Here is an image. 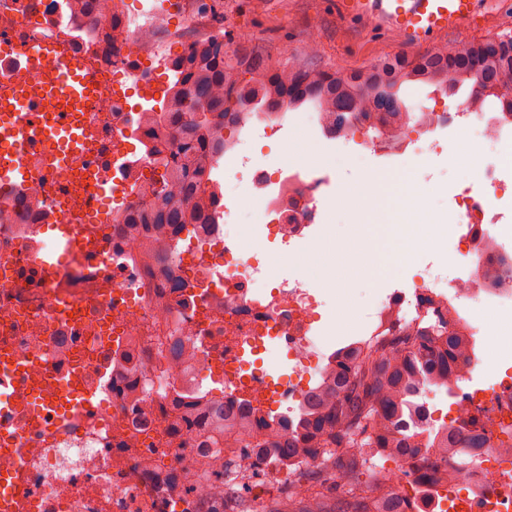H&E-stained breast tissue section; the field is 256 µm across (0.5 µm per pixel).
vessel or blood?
Returning <instances> with one entry per match:
<instances>
[{
  "label": "vessel or blood",
  "mask_w": 512,
  "mask_h": 512,
  "mask_svg": "<svg viewBox=\"0 0 512 512\" xmlns=\"http://www.w3.org/2000/svg\"><path fill=\"white\" fill-rule=\"evenodd\" d=\"M340 14L348 19H375L387 29L398 31L410 47H426L438 38L455 33L478 22L479 0H336ZM58 69L57 83L46 86L39 82L14 87L0 96V139L21 147L27 125L20 111L29 108L44 141L56 144L47 155V163H69L77 158L82 146L92 135L79 123H64L62 112L79 111L94 94L83 77L80 59L60 54L55 44L45 45L28 64L40 69L47 60Z\"/></svg>",
  "instance_id": "1"
}]
</instances>
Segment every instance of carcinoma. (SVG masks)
Masks as SVG:
<instances>
[{
  "mask_svg": "<svg viewBox=\"0 0 512 512\" xmlns=\"http://www.w3.org/2000/svg\"><path fill=\"white\" fill-rule=\"evenodd\" d=\"M66 11L86 25L75 24L81 36L106 15L116 16L120 0H65ZM172 86L162 105L144 109L140 120L144 154L161 170L148 184L149 207L118 214V224H213L222 195L199 191L203 178L224 155V129L236 115L256 107L280 112L306 102L334 116L338 129L352 115L380 134H388L404 113L393 103L396 88L406 81L442 86L472 82L480 101L493 97L512 115V98L496 92L512 86V37L450 44L414 59L383 57L370 66L349 72L329 71L294 58L272 63L260 43L231 49L217 34L171 62ZM174 131L170 145L153 137L150 128ZM470 342L451 317L438 316L433 325L400 328L390 336L338 349L327 372L303 396L296 417L224 414V437L236 438L238 448L254 442L288 466L291 475L281 497L271 503L253 502L251 512H390L399 498L391 480L367 485L364 497L335 485L336 495H302L294 490L302 466L313 460L319 474L336 469L349 480L364 474L369 454L387 451L395 459L411 461L413 482L423 491L462 475L444 470L429 472L417 465L442 451L463 455L467 448H488L485 433L474 420L441 431L426 428V410L412 401L421 386H446L459 377L461 359Z\"/></svg>",
  "mask_w": 512,
  "mask_h": 512,
  "instance_id": "cac0c4a2",
  "label": "carcinoma"
}]
</instances>
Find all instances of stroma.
I'll return each instance as SVG.
<instances>
[{"mask_svg": "<svg viewBox=\"0 0 512 512\" xmlns=\"http://www.w3.org/2000/svg\"><path fill=\"white\" fill-rule=\"evenodd\" d=\"M480 23L452 35V42L478 41L491 37L512 36V0H481ZM208 33H224L233 42L246 40L268 46L273 61L297 57L316 62L325 70H356L371 65L383 56L414 55V48L404 44L398 33L375 26L368 20L350 21L340 17L336 0H216L213 17L207 18ZM469 86L437 91L426 85L405 86L398 93L407 111L435 106L440 112H454L467 99ZM449 148H465L473 156L470 171L450 162L447 154L426 156L414 163L405 155H362L345 145L341 138L326 135L318 123V110L308 104L289 111L288 123L275 135L251 137L240 132L243 154L250 166L276 170L287 164V152L317 155L319 171L327 174L328 202L339 193H347L350 203L371 211L381 203L398 206L401 199L417 200L428 186L438 189L430 199L432 207L450 210L453 196L468 181L477 180L480 168L490 156L489 149L473 133L443 128ZM368 173L373 187L361 191L360 173ZM212 179L220 181L224 198L233 217L229 232L241 238L260 262L269 280L293 277L307 279L325 301L324 320L318 331L322 350L331 352L361 336L375 306L394 290L413 286L416 270L430 268L444 274L446 262L418 251L412 257L397 259L389 269L384 284H377L368 268L365 253L355 238L342 239L334 225L314 228L311 238L295 257L280 252L278 242L263 232L267 220L264 210L253 198L247 179H225L223 166H216Z\"/></svg>", "mask_w": 512, "mask_h": 512, "instance_id": "35a3bbf8", "label": "stroma"}]
</instances>
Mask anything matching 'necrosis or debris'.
<instances>
[{"label": "necrosis or debris", "mask_w": 512, "mask_h": 512, "mask_svg": "<svg viewBox=\"0 0 512 512\" xmlns=\"http://www.w3.org/2000/svg\"><path fill=\"white\" fill-rule=\"evenodd\" d=\"M163 14L146 7L119 22L104 18L92 36L70 30L63 0H0V90L52 82L54 62L32 71L28 57L48 42L82 58L95 93L80 114L93 136L76 162L45 166L43 142L24 156L33 176L19 195L31 206L0 222V473L12 474L11 512H224L227 454L214 400L268 395L296 400L323 355L315 337L324 302L300 279L265 282L243 244L224 225L173 227L155 244L151 224L94 221L95 200L120 192V208L141 207L152 177L138 153L108 160L140 139L138 87L162 88ZM450 113L426 107L386 147L421 160L443 149L435 128ZM257 201L279 242L300 244L328 223L326 176L293 163L280 178L249 171ZM507 195L501 164L486 163L449 214L426 207L400 227L417 248L455 243L453 277L421 272L412 293L376 306L365 335L413 327L427 308L457 314L487 274L485 300L512 308V224L497 203ZM65 261H57L61 248ZM285 346L294 376L272 381L257 358ZM504 370L483 387L458 388L459 407L475 409L512 442V324L490 348ZM394 512H512V452L486 448L449 482L446 498L393 502Z\"/></svg>", "instance_id": "obj_1"}]
</instances>
